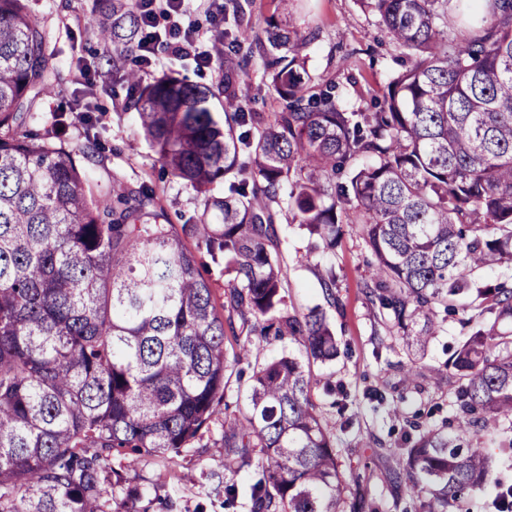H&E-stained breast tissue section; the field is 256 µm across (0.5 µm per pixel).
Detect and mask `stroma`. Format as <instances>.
Wrapping results in <instances>:
<instances>
[{"instance_id": "35a3bbf8", "label": "stroma", "mask_w": 512, "mask_h": 512, "mask_svg": "<svg viewBox=\"0 0 512 512\" xmlns=\"http://www.w3.org/2000/svg\"><path fill=\"white\" fill-rule=\"evenodd\" d=\"M36 19L45 30L46 55L53 94L44 96L31 114V129L53 127L58 115L67 117V143L77 148L78 163L86 170L94 190L113 179L135 186L153 183L162 193L169 223L182 224L202 211V198L179 181L164 176L155 152L137 136L135 115L124 108L127 86L122 71L108 62V53L91 33L88 21L99 0H30ZM255 29H263L268 16L293 20L312 33L303 49L306 66L314 78L335 79L348 105L380 93L402 65L388 44L386 33L357 0H249ZM246 82L247 104L255 112H278L284 103L263 71L262 59H254ZM355 74L357 86L345 82ZM165 73L194 82L218 84L224 79L223 61L200 72L193 65L171 63L159 57L156 65L141 71L142 83ZM90 82H83V75ZM100 150L87 151L90 139ZM282 294L289 310L306 314L323 312L335 333L336 359L311 365L315 377L329 379L331 389L315 386L312 400L324 428L336 448L340 471L347 477V498L355 512H405L410 501L406 481L397 479V455L428 430L447 427L453 418L450 402L459 385L448 361L461 345L467 330L460 317L441 321L426 351L408 358L390 316L367 293L369 272L375 257L356 225L347 224L335 249L325 250L305 227L280 224ZM336 275V286L325 290L321 276ZM224 349L231 363L226 373L224 404L203 436L180 454L140 457L127 467L124 457L109 459L122 471L126 485L143 494L147 512H251L250 486L254 467L229 473L238 489L232 508L224 506V487L219 482L224 458L213 442L222 435L226 418L244 405V396L257 365L291 355L305 359L303 343L269 339L258 357L234 361L240 339L248 326L232 315L224 329ZM413 379H406V369Z\"/></svg>"}]
</instances>
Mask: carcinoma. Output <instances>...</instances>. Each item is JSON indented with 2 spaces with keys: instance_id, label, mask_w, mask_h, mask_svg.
I'll return each mask as SVG.
<instances>
[{
  "instance_id": "carcinoma-1",
  "label": "carcinoma",
  "mask_w": 512,
  "mask_h": 512,
  "mask_svg": "<svg viewBox=\"0 0 512 512\" xmlns=\"http://www.w3.org/2000/svg\"><path fill=\"white\" fill-rule=\"evenodd\" d=\"M405 61L377 112L348 110L336 81L313 84L310 36L275 18L248 40L246 9L229 0L224 122L213 87L164 74L127 107L138 135L174 179L203 197L195 221L164 224L155 186L112 180L100 197L66 146L67 123L27 129L54 91L45 33L29 0H0V512H108L123 483L119 455L178 454L224 403V310L250 332L304 343L330 361L321 314L288 310L275 224H301L333 250L344 224L372 249L378 300L407 353L424 351L439 309L472 311L448 366L459 375L450 431L431 429L398 458L409 512H447L484 496L512 438L481 446L512 421V284L476 274L512 265V0H481V26L461 27L449 0H360ZM116 49L138 38L128 0L92 18ZM285 102L252 112L243 89L255 54ZM224 180V196L211 194ZM213 214L219 223L209 222ZM195 241L191 250L187 240ZM231 275L219 302L195 251ZM310 364L283 355L257 369L247 403L224 420V470L260 453L252 512H345L347 484L311 398ZM131 489L117 512H146Z\"/></svg>"
}]
</instances>
